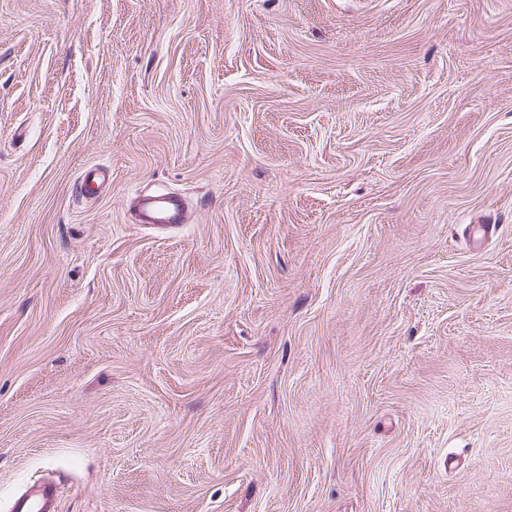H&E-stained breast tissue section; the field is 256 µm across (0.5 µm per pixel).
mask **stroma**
<instances>
[{
  "label": "stroma",
  "mask_w": 512,
  "mask_h": 512,
  "mask_svg": "<svg viewBox=\"0 0 512 512\" xmlns=\"http://www.w3.org/2000/svg\"><path fill=\"white\" fill-rule=\"evenodd\" d=\"M47 475L512 512V0H0V512ZM187 209L177 198L139 196L135 214L140 224H183Z\"/></svg>",
  "instance_id": "obj_1"
}]
</instances>
